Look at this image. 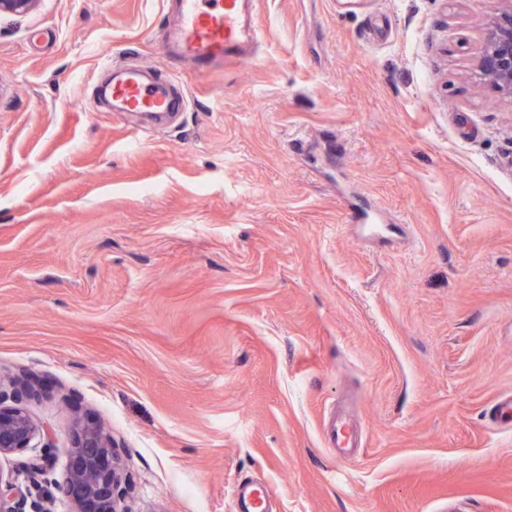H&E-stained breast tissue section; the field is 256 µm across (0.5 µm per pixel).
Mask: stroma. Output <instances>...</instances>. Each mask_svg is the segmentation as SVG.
I'll return each mask as SVG.
<instances>
[{
	"mask_svg": "<svg viewBox=\"0 0 512 512\" xmlns=\"http://www.w3.org/2000/svg\"><path fill=\"white\" fill-rule=\"evenodd\" d=\"M500 7L255 0L256 59L207 73L165 57L170 0L0 17V387L58 449L0 459L19 512H70L80 423L125 512H231L251 480L276 512H512V101L475 78ZM116 62L187 108L132 136ZM327 435L333 448H361L362 428L354 415L345 409L335 411Z\"/></svg>",
	"mask_w": 512,
	"mask_h": 512,
	"instance_id": "stroma-1",
	"label": "stroma"
}]
</instances>
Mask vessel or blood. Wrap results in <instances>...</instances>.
<instances>
[{"label": "vessel or blood", "instance_id": "obj_1", "mask_svg": "<svg viewBox=\"0 0 512 512\" xmlns=\"http://www.w3.org/2000/svg\"><path fill=\"white\" fill-rule=\"evenodd\" d=\"M176 19L164 30L161 41L168 57L190 62L206 72L227 63L254 56L262 31L254 17L253 0H175ZM112 109L154 117L184 108L182 95L172 84L152 81L145 70L123 67L112 75ZM327 435L336 448L362 445V428L354 415L340 409L331 416ZM234 512H272L267 489L257 484L248 489L232 487Z\"/></svg>", "mask_w": 512, "mask_h": 512}]
</instances>
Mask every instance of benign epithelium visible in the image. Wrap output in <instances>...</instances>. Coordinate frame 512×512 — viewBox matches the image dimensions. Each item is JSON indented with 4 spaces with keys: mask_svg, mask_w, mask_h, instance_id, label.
<instances>
[{
    "mask_svg": "<svg viewBox=\"0 0 512 512\" xmlns=\"http://www.w3.org/2000/svg\"><path fill=\"white\" fill-rule=\"evenodd\" d=\"M37 2L0 0V15L28 13ZM503 4L501 12L486 24L477 71L484 83L512 100V0H503ZM37 436L44 440V454L28 463L32 477L46 471L56 447L47 428L24 409L4 406L0 392V458L30 447ZM68 456L64 493L73 505L72 512H122L118 493L122 464L112 437L97 426L80 425ZM20 496L19 485L0 471V512H17L16 499Z\"/></svg>",
    "mask_w": 512,
    "mask_h": 512,
    "instance_id": "obj_1",
    "label": "benign epithelium"
}]
</instances>
